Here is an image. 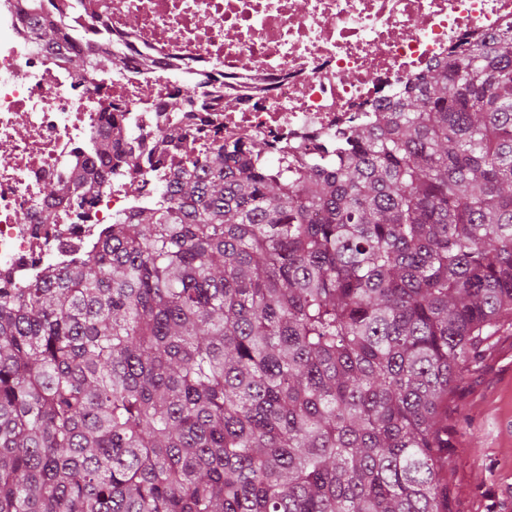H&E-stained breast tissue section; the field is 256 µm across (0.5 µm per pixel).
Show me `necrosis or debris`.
Returning <instances> with one entry per match:
<instances>
[{"instance_id": "4bbe7bcc", "label": "necrosis or debris", "mask_w": 512, "mask_h": 512, "mask_svg": "<svg viewBox=\"0 0 512 512\" xmlns=\"http://www.w3.org/2000/svg\"><path fill=\"white\" fill-rule=\"evenodd\" d=\"M71 29L67 0H43L63 41L111 35L109 71L76 72L32 27L27 0H0V288H21L72 263L110 224L154 205L182 152L247 136L270 165L303 163L339 131L377 121L424 72L512 28V0H83ZM211 79L204 118L164 106ZM117 116L149 165L80 203L50 201L93 162L105 113ZM54 221L41 223L44 211Z\"/></svg>"}]
</instances>
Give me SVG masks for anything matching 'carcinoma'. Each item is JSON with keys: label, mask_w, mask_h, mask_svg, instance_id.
<instances>
[{"label": "carcinoma", "mask_w": 512, "mask_h": 512, "mask_svg": "<svg viewBox=\"0 0 512 512\" xmlns=\"http://www.w3.org/2000/svg\"><path fill=\"white\" fill-rule=\"evenodd\" d=\"M114 121L74 188L139 165ZM337 141L190 155L0 288V512H448V395L512 315V29Z\"/></svg>", "instance_id": "cac0c4a2"}]
</instances>
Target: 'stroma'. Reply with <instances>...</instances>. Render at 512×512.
<instances>
[{"instance_id":"35a3bbf8","label":"stroma","mask_w":512,"mask_h":512,"mask_svg":"<svg viewBox=\"0 0 512 512\" xmlns=\"http://www.w3.org/2000/svg\"><path fill=\"white\" fill-rule=\"evenodd\" d=\"M450 512H512V318L448 397Z\"/></svg>"}]
</instances>
